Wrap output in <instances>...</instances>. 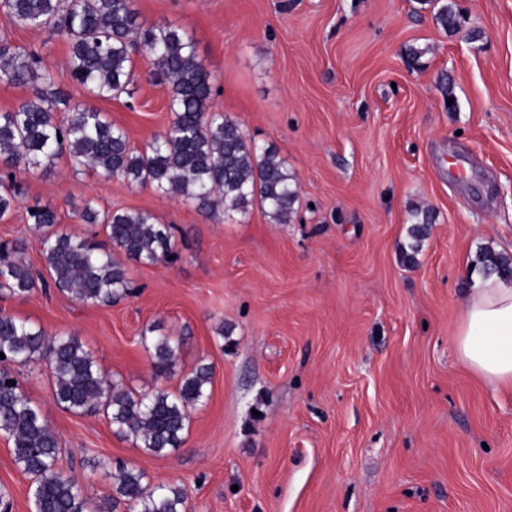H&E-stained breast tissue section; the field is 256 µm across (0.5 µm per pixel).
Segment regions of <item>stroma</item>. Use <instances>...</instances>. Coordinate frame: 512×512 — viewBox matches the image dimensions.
<instances>
[{"label": "stroma", "instance_id": "obj_1", "mask_svg": "<svg viewBox=\"0 0 512 512\" xmlns=\"http://www.w3.org/2000/svg\"><path fill=\"white\" fill-rule=\"evenodd\" d=\"M455 2L467 21L452 32L418 0H135L140 21L195 40L215 110L278 151L299 199L287 224L257 206L219 221L64 157L20 175L0 240L26 241L41 269L27 208L51 204L58 230L111 248L133 292L109 305L0 294V315L73 334L133 391L213 368L183 444L161 456L103 414L59 406L47 364L18 369L88 497L110 499L124 463L183 487L187 512H512V390L491 389L454 348L473 265L495 246L512 261V0ZM4 32L133 146L169 125V89L144 53L133 97L95 99L69 78L64 34L12 28L0 12ZM88 198L173 225L175 259L112 249L77 215ZM420 207L433 222L416 245ZM153 327L183 341L165 377ZM0 487L12 512H30V479L3 437Z\"/></svg>", "mask_w": 512, "mask_h": 512}]
</instances>
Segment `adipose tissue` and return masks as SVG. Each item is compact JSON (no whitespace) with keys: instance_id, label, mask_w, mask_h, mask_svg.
Masks as SVG:
<instances>
[{"instance_id":"obj_1","label":"adipose tissue","mask_w":512,"mask_h":512,"mask_svg":"<svg viewBox=\"0 0 512 512\" xmlns=\"http://www.w3.org/2000/svg\"><path fill=\"white\" fill-rule=\"evenodd\" d=\"M454 344L461 362L493 389H512V287L472 274Z\"/></svg>"}]
</instances>
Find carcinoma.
<instances>
[{"instance_id": "carcinoma-1", "label": "carcinoma", "mask_w": 512, "mask_h": 512, "mask_svg": "<svg viewBox=\"0 0 512 512\" xmlns=\"http://www.w3.org/2000/svg\"><path fill=\"white\" fill-rule=\"evenodd\" d=\"M445 29L458 22L452 5L424 0ZM18 29H51L69 40L71 78L95 98L110 100L136 81L132 54L151 58L154 74L169 83L173 117L165 131L143 148L130 145L126 132L103 113L73 103L55 88L52 73L35 53L0 38V80L27 85L33 96L0 112V220L16 204L17 175L47 169L66 155L73 168L88 167L106 179L120 178L183 198L209 218L224 210L244 213L258 204L271 221L286 224L298 199L296 176L273 147L248 139L235 120L212 108L210 82L193 38L172 25H145L134 0H0ZM79 218L100 224L112 245L128 257L154 264L173 255L171 227L148 213L100 212L93 199L83 202ZM29 216L39 232L44 273L22 260L25 243H0V290L25 297L37 288H55L84 304L107 305L130 293L131 281L112 252L95 241L53 230L57 210L35 203ZM412 236L419 240L432 223L429 211L411 214ZM486 271L512 273L507 260L487 253ZM153 368L165 376L175 367L181 340L151 337ZM0 435L13 448L14 462L31 480L32 512H101L58 467L56 434L32 404L13 371L15 366L49 363L58 405L73 413L101 409L114 433L151 454L162 455L183 441L190 409L203 402L212 371L200 366L178 389L133 392L104 376L91 354L72 334L46 337L43 329L0 315ZM113 478L112 512L121 504L136 512H185L179 486L150 485L146 474L120 465Z\"/></svg>"}]
</instances>
